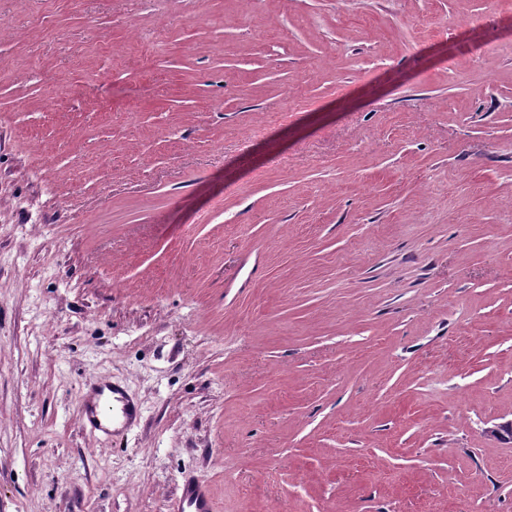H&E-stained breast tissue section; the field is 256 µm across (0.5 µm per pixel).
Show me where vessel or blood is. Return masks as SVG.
Wrapping results in <instances>:
<instances>
[{"label": "vessel or blood", "mask_w": 512, "mask_h": 512, "mask_svg": "<svg viewBox=\"0 0 512 512\" xmlns=\"http://www.w3.org/2000/svg\"><path fill=\"white\" fill-rule=\"evenodd\" d=\"M82 423L90 433L108 438L115 428L136 425L141 415L138 403L125 390L109 382L89 383L82 403ZM171 512H216V503L208 485L195 476H185Z\"/></svg>", "instance_id": "obj_1"}]
</instances>
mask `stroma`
I'll return each mask as SVG.
<instances>
[{"instance_id":"obj_1","label":"stroma","mask_w":512,"mask_h":512,"mask_svg":"<svg viewBox=\"0 0 512 512\" xmlns=\"http://www.w3.org/2000/svg\"><path fill=\"white\" fill-rule=\"evenodd\" d=\"M510 419L512 0H0V512H512ZM82 403V423L95 435L112 438V434L136 425L140 405L125 390L111 382H90ZM115 425L121 428L116 430ZM170 510L172 512H216V503L208 485L193 475H186Z\"/></svg>"}]
</instances>
